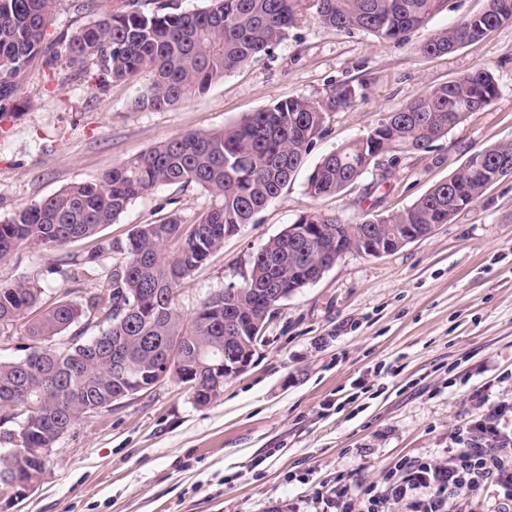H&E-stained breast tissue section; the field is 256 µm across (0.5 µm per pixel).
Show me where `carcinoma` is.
<instances>
[{"label": "carcinoma", "mask_w": 512, "mask_h": 512, "mask_svg": "<svg viewBox=\"0 0 512 512\" xmlns=\"http://www.w3.org/2000/svg\"><path fill=\"white\" fill-rule=\"evenodd\" d=\"M307 0H206L193 12H174L158 0L150 10L127 0L86 25L48 32L56 0H0V116L13 109L22 76L35 60L49 71L63 63L87 74L99 89L143 72L148 82L135 98L138 111H161L205 92L211 83L268 52L284 39ZM317 18L336 30H363L381 40L405 41L448 0H315ZM512 23V0H487L484 10L436 33L421 46L427 55L448 54L460 43L483 38ZM491 72L476 69L431 88L378 123L366 136L324 155L307 179L319 198L336 195L376 164L379 155L426 152L473 112L495 102ZM356 90L344 85L324 100L278 101L214 131L171 138L113 166L94 181L74 183L0 221V262L21 245L61 249L112 224L137 198L159 185H199L213 203L191 224L172 213L140 224L112 245L120 259L102 288L84 302L62 298L26 325L25 355L0 359V428L16 431L18 451L0 445V475L22 480L42 472L39 449L57 441L83 418L119 401L130 380L145 378L167 357L182 355L192 382L211 380L208 364L224 353V337L241 356H254L250 316L270 313L265 291L288 290L312 278L336 255L357 251L349 238L365 224L393 234L413 227L426 234L435 224L476 203L486 187L512 169V142L472 153L448 180L432 186L405 210L344 224L318 210L301 214L249 257L248 287L233 307L224 291L208 297L188 318L177 309L181 281L224 246V236L275 200L322 134L326 116L347 108ZM36 281L0 284V326H9L39 304ZM103 315L99 329L88 318Z\"/></svg>", "instance_id": "carcinoma-1"}]
</instances>
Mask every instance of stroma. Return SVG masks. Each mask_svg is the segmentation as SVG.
<instances>
[{"label": "stroma", "mask_w": 512, "mask_h": 512, "mask_svg": "<svg viewBox=\"0 0 512 512\" xmlns=\"http://www.w3.org/2000/svg\"><path fill=\"white\" fill-rule=\"evenodd\" d=\"M123 0H57L55 27L90 23ZM485 0H448L408 41L325 27L306 4L268 53L160 112L132 107L147 77L106 90L68 68L48 76L32 62L21 107L0 123V219L172 137L216 130L289 98L358 88L354 106L330 113L325 132L279 197L185 278L183 315L231 283L250 255L316 208L345 223L387 216L454 174L474 151L512 141V25L453 52L419 47ZM479 67L499 96L429 151L400 155L391 179L363 175L336 196L312 198L321 158L366 136L427 89ZM213 201L197 185H163L92 237L64 249H16L0 284L38 280L43 304L81 300V283L57 270L63 255L126 241L140 224L177 214L193 223ZM512 405V177L431 235L374 258L348 253L280 304L251 366L214 404L194 403L170 379L83 419L61 436L38 486L9 512H321L337 479L386 494L403 459L442 461L460 425Z\"/></svg>", "instance_id": "obj_1"}]
</instances>
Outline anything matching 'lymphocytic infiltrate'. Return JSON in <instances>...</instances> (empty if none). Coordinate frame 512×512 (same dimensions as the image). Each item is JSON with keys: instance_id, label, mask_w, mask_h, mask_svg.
Here are the masks:
<instances>
[{"instance_id": "lymphocytic-infiltrate-1", "label": "lymphocytic infiltrate", "mask_w": 512, "mask_h": 512, "mask_svg": "<svg viewBox=\"0 0 512 512\" xmlns=\"http://www.w3.org/2000/svg\"><path fill=\"white\" fill-rule=\"evenodd\" d=\"M495 407L479 420L458 428L443 462L405 461L403 476L389 499L416 497V512H445L448 497L492 488L491 512H512V429Z\"/></svg>"}]
</instances>
